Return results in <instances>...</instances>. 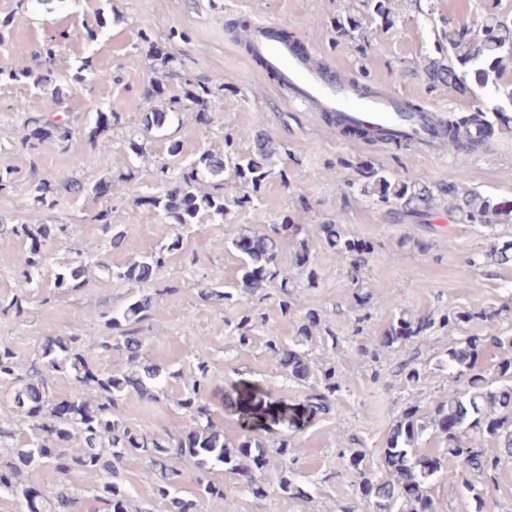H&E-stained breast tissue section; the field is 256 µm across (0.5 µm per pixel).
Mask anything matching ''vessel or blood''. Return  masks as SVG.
Returning a JSON list of instances; mask_svg holds the SVG:
<instances>
[{
  "mask_svg": "<svg viewBox=\"0 0 512 512\" xmlns=\"http://www.w3.org/2000/svg\"><path fill=\"white\" fill-rule=\"evenodd\" d=\"M285 28L278 21L251 22L235 50L274 83L288 108L334 114L340 126L363 128L384 148L411 142L423 156L446 150L438 112L411 110L400 96L384 88L364 89L323 63L297 38L285 35Z\"/></svg>",
  "mask_w": 512,
  "mask_h": 512,
  "instance_id": "obj_1",
  "label": "vessel or blood"
}]
</instances>
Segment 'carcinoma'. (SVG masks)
<instances>
[{"label": "carcinoma", "instance_id": "cac0c4a2", "mask_svg": "<svg viewBox=\"0 0 512 512\" xmlns=\"http://www.w3.org/2000/svg\"><path fill=\"white\" fill-rule=\"evenodd\" d=\"M440 45V57L430 58L423 72L432 86L463 85L472 76L485 90L482 108L466 117H448L443 132L448 146L461 151H473L485 144L483 140L467 138L471 127L484 129L489 137L491 123L487 112L500 114L512 107V81L505 75L512 71V22L492 14L477 22L476 28L455 29L445 36ZM148 54L160 65L172 69L173 57L166 49L145 36ZM33 64L21 63L10 70L9 78L26 80L36 87L46 85L53 74L56 50L52 39L44 41L32 54ZM182 96L161 98L156 87L147 90L149 98L163 99L165 107L144 114V131L159 130L171 114L185 109V104L199 107V115L208 110L210 89L192 79L181 76ZM119 116L96 120L87 133L90 145L103 154L110 150L105 134L118 123ZM31 130L20 141L23 148L36 151L40 136L45 134L69 148L76 131L61 119L47 115L28 120ZM250 140L247 151L234 148L233 138L224 137L221 154L203 152L192 163L177 170L161 166L166 185L149 197L152 212L161 216L174 228L173 235L141 258L122 266L97 263L107 278L135 286L147 287L157 279L164 267L160 258L182 248L183 233L198 223L199 215L222 222L227 212L224 196L200 191L205 179L219 178L228 171L244 187L256 193L272 175L271 160L279 152L278 143L264 130L243 132ZM62 188L76 195L98 193L100 186L88 187L65 176L59 178ZM361 192L372 196L387 208L394 221L408 214L420 215L435 207L437 201H448V209L458 213L467 224H480L494 229L502 223L505 204L483 195L476 189L461 187L456 181L428 184L424 181L396 177L372 168L366 172ZM33 204L51 211L57 198L46 181H34L29 187ZM108 236L114 250L121 248L123 234L112 229L108 213L95 216ZM11 233L25 236L35 245L18 257V276L21 287L29 288L34 274L42 266L45 252L36 242L56 240L65 247V260L59 263L55 285L59 288H78L91 268L90 259L83 251L63 241L67 227L63 224H17ZM231 246L240 257V278L232 288L208 282L201 284L200 299L230 301L236 295L256 296L270 284L279 282V311L286 318L295 314L292 281L286 273L282 242H294L291 264L307 287L318 285V273L310 261L311 247L318 240L339 259H347L351 272H360L368 263L374 245L351 235L344 227L343 216L325 224H290L288 217L282 223L271 225L270 231H251L233 227L227 230ZM469 266L479 268L488 263H512V238L495 239L489 249L468 260ZM162 292L144 290L130 297L124 307L112 313L105 321L111 333L99 335L87 331L82 335L49 336L28 363L18 360L9 347H0V384L9 389L13 416L0 420V473L9 476V483L0 486V498L14 503L16 512H72L79 502L77 489L70 484L73 472L80 470L98 478L93 487V499L101 503L104 512H150L146 506L134 503L124 486L122 466L126 459L136 456L143 460L154 477L153 491L166 512H203L211 502H222L228 491L224 480L212 479L209 473L219 467L223 472L238 476L240 483L256 498L268 496L303 500L309 491L297 479L293 470L294 444L282 439L275 451L260 439L244 435L232 444L224 438V431L214 422L215 412L203 398L211 378L209 361L189 352L192 358L191 384L177 400L190 419L189 428L178 435L150 433L127 421L121 411L125 397L135 392L140 397L156 402L165 396L169 380L182 378L181 370L166 371L163 367L143 361L146 337L141 323L151 319V310ZM398 316L389 325L379 343L371 346L358 343L357 354L380 362L383 348L403 347L409 342L425 339L428 335L453 328L459 335L453 338L448 350L432 361L419 362L421 350L400 364L398 375L407 388L418 387L426 381V367L433 363L448 368V394L423 407L417 401L403 403L392 425L385 446L379 449L373 463L360 448L340 449L343 468L335 476L351 479L356 498L372 512H437L434 499V480L453 461L459 483L458 495L467 499L466 512H490L487 500L474 483H492L507 460H512V306L488 310L481 305L428 313L417 318L402 309L399 299H393ZM0 313L22 318L27 313L24 299L18 295L0 301ZM485 318L507 324L506 328L485 336L467 334L466 326L473 320ZM261 327L266 337L265 346L273 354L275 367L289 379L308 389L307 406L311 414L330 412L336 401L346 392L343 376L334 366L313 367L302 346L318 336L333 349L342 346L343 337L326 324L320 311L306 310L300 317L296 336L286 344L274 322L245 306L232 328L233 338L241 347L251 342V332ZM510 352L490 370L475 369L479 352L490 349ZM100 357L117 354L127 369H111L96 362L91 351ZM67 374L73 385V394L58 399L55 376ZM432 430L442 444L435 452H424L419 440ZM177 462L190 463L200 473L196 488L186 491L180 487L182 472ZM51 466L57 477L56 490L50 497L38 494L31 486L32 474ZM276 472L278 483L268 482L267 474Z\"/></svg>", "mask_w": 512, "mask_h": 512}]
</instances>
